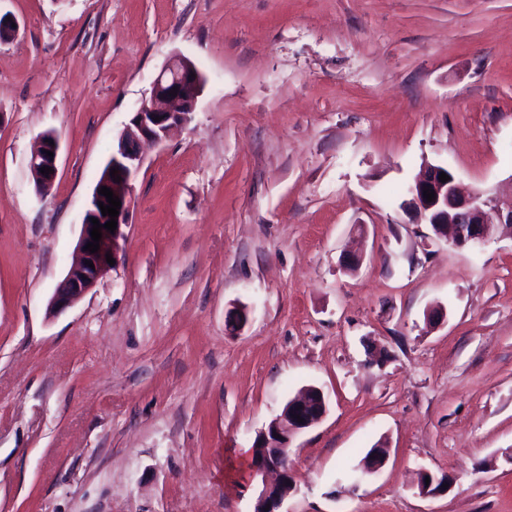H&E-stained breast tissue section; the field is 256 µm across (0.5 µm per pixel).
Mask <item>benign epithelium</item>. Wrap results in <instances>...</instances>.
<instances>
[{"label": "benign epithelium", "instance_id": "7a95c632", "mask_svg": "<svg viewBox=\"0 0 512 512\" xmlns=\"http://www.w3.org/2000/svg\"><path fill=\"white\" fill-rule=\"evenodd\" d=\"M204 80L198 69L185 58L174 56L166 63L152 83L149 96L145 97L133 113L129 124L118 136V148L112 154L110 169L117 170L121 180L116 182L106 176L99 186H106L121 201L117 228L114 232L101 229L100 249L95 253L84 250L92 238L90 231L96 218L100 224L110 221L99 208V203H107V198L95 193L86 209L77 244L78 256L64 279L55 288L50 299L49 313H61L77 303L95 284L115 270L106 261L111 254L120 261L121 241L125 238L123 227L129 224L130 213L134 206L132 179L143 164L141 145L144 142H160L169 132L188 123L195 112L197 98L202 91ZM60 144L54 133H43L38 145L31 154L29 165L35 172L38 184L37 194L48 193L58 175V156ZM53 152V156L46 152ZM52 169L48 175L41 168ZM446 174L450 180L442 182L440 174ZM435 193V199L427 201L423 191ZM410 199L407 205L416 211L424 223L433 227L438 235H443L457 247L476 245L489 236L494 224H512V197L501 199L476 192L464 194L459 190L453 172L442 165H430L409 187ZM91 261L89 267L85 261ZM327 412V400L323 390L316 386L307 387L297 398L289 400L268 425L256 436L259 454H251L247 469L249 477L254 479L269 472L276 474L272 482H262L253 512H280L284 500L292 489V476L289 467L290 437L306 430L322 420ZM448 483V478H436L431 472L419 473V489L423 494L432 492L435 485Z\"/></svg>", "mask_w": 512, "mask_h": 512}]
</instances>
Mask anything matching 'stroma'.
Here are the masks:
<instances>
[{"instance_id":"obj_1","label":"stroma","mask_w":512,"mask_h":512,"mask_svg":"<svg viewBox=\"0 0 512 512\" xmlns=\"http://www.w3.org/2000/svg\"><path fill=\"white\" fill-rule=\"evenodd\" d=\"M0 10V512H253L226 460L306 385L327 413L289 444L285 512H512V228L458 248L402 207L427 164L512 195V0ZM177 54L204 77L192 119L145 147L116 270L49 316ZM423 469L450 488L421 494ZM49 132L50 131H47L40 135L38 145L29 159V165L38 179V184L35 185V191L41 196L51 190L58 175L60 144L57 136L53 132ZM50 140H53L54 146L50 145ZM46 151L53 152V157L46 156ZM44 166L52 169L49 175H43L41 173V168Z\"/></svg>"}]
</instances>
